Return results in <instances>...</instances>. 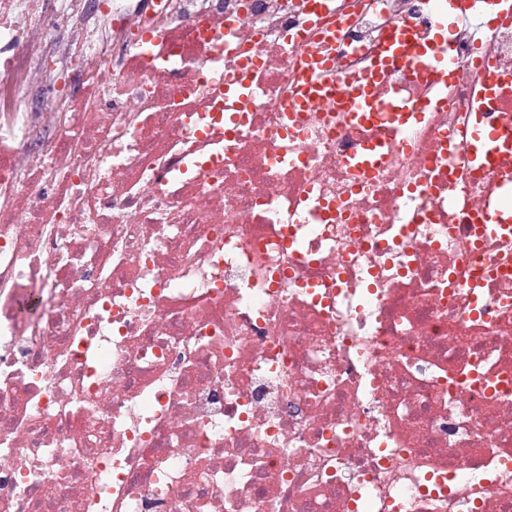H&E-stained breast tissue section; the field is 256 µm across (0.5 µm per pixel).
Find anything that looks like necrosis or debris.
<instances>
[{"label":"necrosis or debris","instance_id":"necrosis-or-debris-1","mask_svg":"<svg viewBox=\"0 0 512 512\" xmlns=\"http://www.w3.org/2000/svg\"><path fill=\"white\" fill-rule=\"evenodd\" d=\"M130 2L112 54L0 0V512H512V234L472 221L512 151L463 152L512 0L424 74L380 49L447 0ZM61 30L79 93L29 109ZM354 102L353 118L359 122H369L379 119L388 112H397L396 119L402 114L395 104L380 103L369 96L367 87L361 86L352 94Z\"/></svg>","mask_w":512,"mask_h":512}]
</instances>
